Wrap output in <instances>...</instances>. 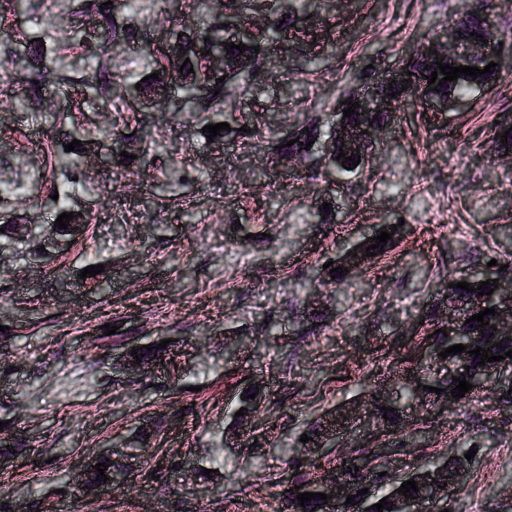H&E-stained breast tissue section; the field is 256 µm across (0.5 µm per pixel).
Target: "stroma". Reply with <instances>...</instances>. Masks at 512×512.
<instances>
[{
	"mask_svg": "<svg viewBox=\"0 0 512 512\" xmlns=\"http://www.w3.org/2000/svg\"><path fill=\"white\" fill-rule=\"evenodd\" d=\"M462 0H332L319 15L327 40L276 45L252 77L233 81L215 112H144L124 76L130 49L82 60L73 29L98 25L82 0H33L17 16L0 0V63L16 40L45 42L44 79L81 66L50 99L25 82L0 106V180L20 194L0 209L55 221L52 162L76 127L105 148L132 137L124 168H81L74 202L90 215L83 235L52 258L11 256L0 271V512H270L292 468L285 449L336 408L367 401L395 361L424 335L426 308L448 280L487 256L512 260V166L492 143L512 120V65L493 92L443 115L396 113L355 174L328 181L324 156L279 162L271 153L299 117L331 120L346 93L376 82L415 53L421 23L451 26ZM338 55H331V48ZM330 53L310 69L307 53ZM112 86V109L85 95L87 78ZM228 123L208 142L211 123ZM266 169L256 179V169ZM328 205L325 223L310 215ZM401 224L394 247L334 280L325 263ZM103 265L111 282L80 278ZM116 325L104 334V324ZM166 343L145 372L127 351ZM260 408L236 423L248 386ZM417 445L354 424L339 446L368 445L406 475L479 436L483 452L454 498L461 512H494L512 485V407L493 392L452 407L421 406L403 429ZM112 455L128 480L85 499L74 476ZM211 477H203V470Z\"/></svg>",
	"mask_w": 512,
	"mask_h": 512,
	"instance_id": "obj_1",
	"label": "stroma"
}]
</instances>
